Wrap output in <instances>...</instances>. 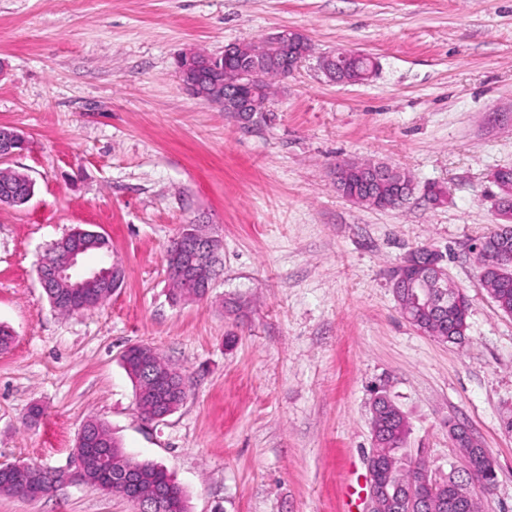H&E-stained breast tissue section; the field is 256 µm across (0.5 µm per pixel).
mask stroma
<instances>
[{"label":"stroma","instance_id":"obj_1","mask_svg":"<svg viewBox=\"0 0 512 512\" xmlns=\"http://www.w3.org/2000/svg\"><path fill=\"white\" fill-rule=\"evenodd\" d=\"M285 29L312 51L274 81L270 120L241 125L181 85L179 53ZM339 49L372 57L375 74L329 81L318 62ZM1 125L25 136L7 165L35 191L0 205V324L14 334L0 351V463L66 467L96 418L167 469L188 512H365L348 488L368 481L384 385L411 455L448 474V426L465 424L496 462L483 512H512V315L468 252L499 221L491 173L512 166V0H0ZM364 160L408 171L410 200L343 197L337 163ZM188 224L223 244L200 299L176 297L167 274ZM77 226L110 239L124 277L98 308L63 316L36 268ZM420 246L468 300L463 344L399 312L387 270ZM132 344L189 381L163 421L138 408ZM0 512L135 508L77 482L0 494Z\"/></svg>","mask_w":512,"mask_h":512}]
</instances>
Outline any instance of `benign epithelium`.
I'll list each match as a JSON object with an SVG mask.
<instances>
[{"instance_id": "1", "label": "benign epithelium", "mask_w": 512, "mask_h": 512, "mask_svg": "<svg viewBox=\"0 0 512 512\" xmlns=\"http://www.w3.org/2000/svg\"><path fill=\"white\" fill-rule=\"evenodd\" d=\"M307 38L296 30H284L263 41L261 49L252 44H233L224 49L219 57L189 50L177 58V69L183 85L199 100L221 106L235 118L248 121L267 111L268 90L261 87L262 69L275 65L288 73L294 71L308 55ZM363 58L356 52L338 50L322 60L320 66L325 75L338 84L362 83L374 74L376 67L365 70L350 67L352 61ZM26 140L9 126L0 127V161H7L20 154ZM497 216L502 223L495 233L499 236L497 254L501 264L512 266V204L504 202L497 206ZM89 231L75 229L56 241L50 252L41 259L38 276L41 286L50 288L65 281L72 288L70 298L83 296L87 288L118 287L122 273L116 266L91 269L75 276L77 266L88 252L86 235ZM428 262L422 266L421 277L435 283L440 289L436 305L444 306L448 295L456 290H446L448 278L442 266V256L437 251L426 249ZM214 256V238L204 232L188 231L180 244L167 254L169 270L199 289L209 288L205 275L206 265ZM112 482L131 488L130 499L138 512H167L168 504L158 491L138 492L134 490L135 473L129 468L112 469ZM386 484L380 470L369 471V492L366 512H380Z\"/></svg>"}]
</instances>
